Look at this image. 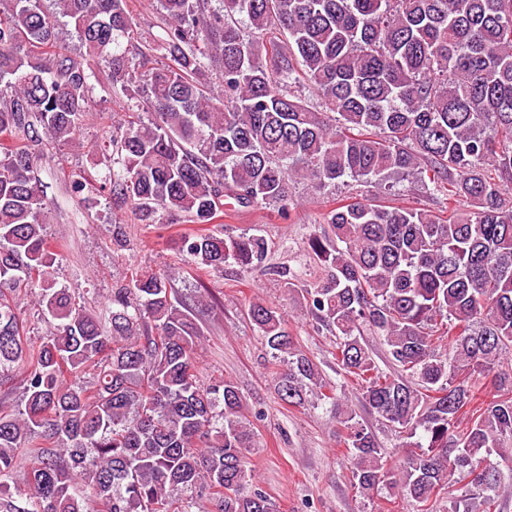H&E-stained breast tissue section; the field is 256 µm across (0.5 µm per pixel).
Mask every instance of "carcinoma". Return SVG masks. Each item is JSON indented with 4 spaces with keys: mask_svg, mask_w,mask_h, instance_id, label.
<instances>
[{
    "mask_svg": "<svg viewBox=\"0 0 512 512\" xmlns=\"http://www.w3.org/2000/svg\"><path fill=\"white\" fill-rule=\"evenodd\" d=\"M138 36L128 0H0V512H276L247 454L261 447L236 386H202L197 319L168 279L112 289L111 328L57 287L46 203L31 176L44 141H76L99 74L127 112L112 123L101 190L146 224H200L175 241L221 270L264 264L263 236L207 225L228 197L288 205L291 183L385 185L425 174L444 217L380 200L322 215L321 278L289 289L336 337L340 371L409 441L378 446L293 341L278 308L248 316L279 398L331 405L361 494L397 490L419 512H503L512 498V0H152ZM67 19L92 68L59 38ZM218 88L207 84L208 73ZM307 85L311 103L294 90ZM36 288L52 325L32 347L13 292ZM383 337L394 372L364 338ZM93 377L78 383L86 371ZM28 449L20 473L16 456ZM465 470L460 486L455 475ZM130 6L137 19L142 32L158 35L160 28L157 27L158 18L155 9L150 5L149 0H130Z\"/></svg>",
    "mask_w": 512,
    "mask_h": 512,
    "instance_id": "cac0c4a2",
    "label": "carcinoma"
}]
</instances>
